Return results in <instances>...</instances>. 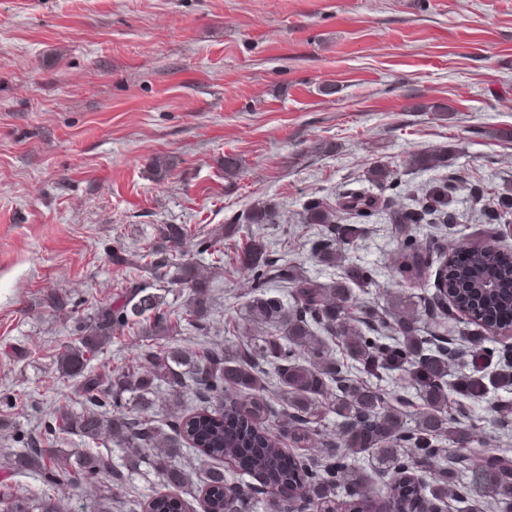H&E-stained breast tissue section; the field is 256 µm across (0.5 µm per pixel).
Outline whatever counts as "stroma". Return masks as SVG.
Returning a JSON list of instances; mask_svg holds the SVG:
<instances>
[{
    "label": "stroma",
    "mask_w": 512,
    "mask_h": 512,
    "mask_svg": "<svg viewBox=\"0 0 512 512\" xmlns=\"http://www.w3.org/2000/svg\"><path fill=\"white\" fill-rule=\"evenodd\" d=\"M440 148L462 179L460 219L416 225V241L491 237L469 185L512 182V0H0V448L12 427L80 408L56 366L77 319L152 286L111 250L187 225L184 255L213 281L205 339L220 344L242 320L235 251L251 227L220 257L196 240L267 200L276 252L329 281L305 204L367 188L376 162L421 187L442 172L410 159ZM363 229L348 257L380 270L361 299L383 306L404 287L387 274L396 242L383 215Z\"/></svg>",
    "instance_id": "stroma-1"
}]
</instances>
